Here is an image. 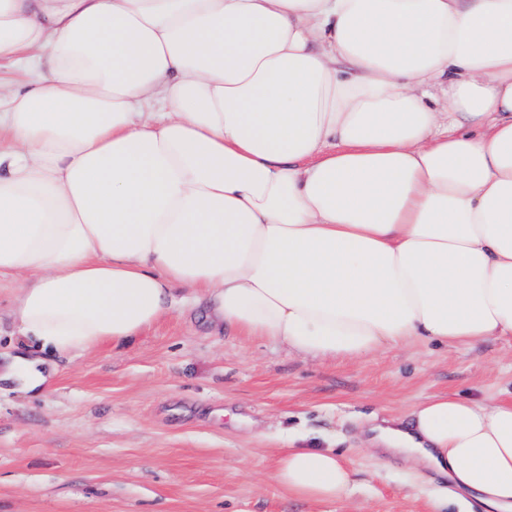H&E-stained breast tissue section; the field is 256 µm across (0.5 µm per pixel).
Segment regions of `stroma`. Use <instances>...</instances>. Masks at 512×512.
<instances>
[{"label":"stroma","instance_id":"obj_1","mask_svg":"<svg viewBox=\"0 0 512 512\" xmlns=\"http://www.w3.org/2000/svg\"><path fill=\"white\" fill-rule=\"evenodd\" d=\"M55 365L37 394L0 381V512H434L442 483L374 454L363 430L435 394L512 395L511 337L311 358L190 299L132 347ZM288 446L353 455L348 499L276 487Z\"/></svg>","mask_w":512,"mask_h":512}]
</instances>
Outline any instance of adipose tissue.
<instances>
[{
  "mask_svg": "<svg viewBox=\"0 0 512 512\" xmlns=\"http://www.w3.org/2000/svg\"><path fill=\"white\" fill-rule=\"evenodd\" d=\"M35 391L208 296L313 358L512 336V0H0V281ZM370 445L512 512V397ZM355 461L282 449L341 501Z\"/></svg>",
  "mask_w": 512,
  "mask_h": 512,
  "instance_id": "1",
  "label": "adipose tissue"
}]
</instances>
